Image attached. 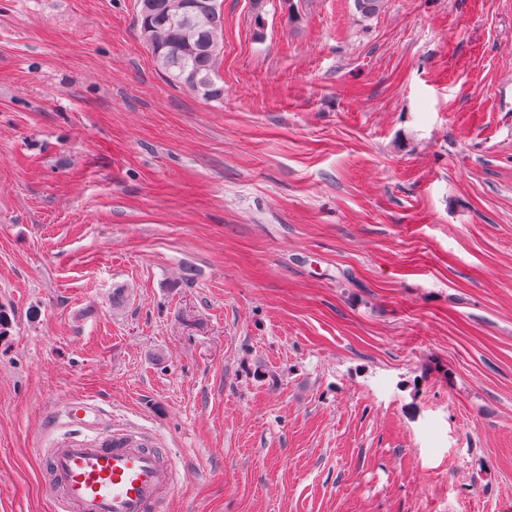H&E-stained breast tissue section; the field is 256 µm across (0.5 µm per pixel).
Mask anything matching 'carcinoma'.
<instances>
[{
    "label": "carcinoma",
    "mask_w": 512,
    "mask_h": 512,
    "mask_svg": "<svg viewBox=\"0 0 512 512\" xmlns=\"http://www.w3.org/2000/svg\"><path fill=\"white\" fill-rule=\"evenodd\" d=\"M139 35L157 68L177 88L224 101V12L220 0H138Z\"/></svg>",
    "instance_id": "obj_1"
}]
</instances>
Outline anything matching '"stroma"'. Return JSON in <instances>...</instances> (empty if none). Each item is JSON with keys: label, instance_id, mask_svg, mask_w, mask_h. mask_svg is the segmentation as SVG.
I'll return each instance as SVG.
<instances>
[{"label": "stroma", "instance_id": "1", "mask_svg": "<svg viewBox=\"0 0 512 512\" xmlns=\"http://www.w3.org/2000/svg\"><path fill=\"white\" fill-rule=\"evenodd\" d=\"M223 10L218 105L136 0H0V512L73 400L165 512H512V0Z\"/></svg>", "mask_w": 512, "mask_h": 512}]
</instances>
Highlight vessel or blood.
I'll return each mask as SVG.
<instances>
[{"mask_svg":"<svg viewBox=\"0 0 512 512\" xmlns=\"http://www.w3.org/2000/svg\"><path fill=\"white\" fill-rule=\"evenodd\" d=\"M93 406L73 401L64 416L90 429ZM53 497L60 512H153L171 497L177 476L143 438L112 433L87 442L70 436L43 451Z\"/></svg>","mask_w":512,"mask_h":512,"instance_id":"1","label":"vessel or blood"}]
</instances>
